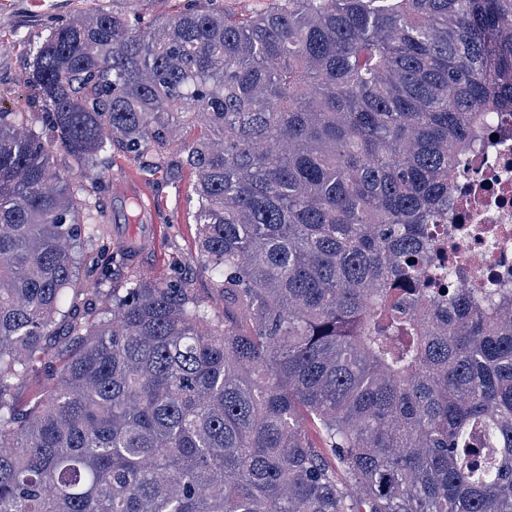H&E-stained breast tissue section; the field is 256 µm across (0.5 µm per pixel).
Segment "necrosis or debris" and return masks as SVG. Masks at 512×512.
Returning <instances> with one entry per match:
<instances>
[{
	"instance_id": "necrosis-or-debris-1",
	"label": "necrosis or debris",
	"mask_w": 512,
	"mask_h": 512,
	"mask_svg": "<svg viewBox=\"0 0 512 512\" xmlns=\"http://www.w3.org/2000/svg\"><path fill=\"white\" fill-rule=\"evenodd\" d=\"M490 134L454 169L458 194L436 229L465 287H512V113H497Z\"/></svg>"
}]
</instances>
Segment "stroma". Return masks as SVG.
I'll return each instance as SVG.
<instances>
[{"label": "stroma", "mask_w": 512, "mask_h": 512, "mask_svg": "<svg viewBox=\"0 0 512 512\" xmlns=\"http://www.w3.org/2000/svg\"><path fill=\"white\" fill-rule=\"evenodd\" d=\"M111 7L112 0H0V110L26 113L29 126L50 145L55 163L65 171L71 170L73 161L54 140L45 108L25 82L30 50L46 38L51 28L72 16ZM182 157L178 146H170L160 168L149 176L136 157L113 150L112 165L99 193V221L115 227L123 225L126 199L116 188L137 180L146 188L144 204L151 208L162 235L156 249L143 259L114 267L112 285L122 288L142 276L182 277L209 309L220 314L224 300L213 290L211 276L200 262L197 226L193 222L196 177L182 165Z\"/></svg>", "instance_id": "35a3bbf8"}]
</instances>
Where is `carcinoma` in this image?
Returning <instances> with one entry per match:
<instances>
[{
	"mask_svg": "<svg viewBox=\"0 0 512 512\" xmlns=\"http://www.w3.org/2000/svg\"><path fill=\"white\" fill-rule=\"evenodd\" d=\"M139 2L31 49L83 197L0 111V512H512V288L445 287L433 233L512 111V0ZM188 127L222 316L79 280L126 256L84 248L112 148ZM187 0H144L139 5L142 15L148 18H168L183 9ZM224 11L239 19H246L271 6V0H223Z\"/></svg>",
	"mask_w": 512,
	"mask_h": 512,
	"instance_id": "obj_1",
	"label": "carcinoma"
}]
</instances>
